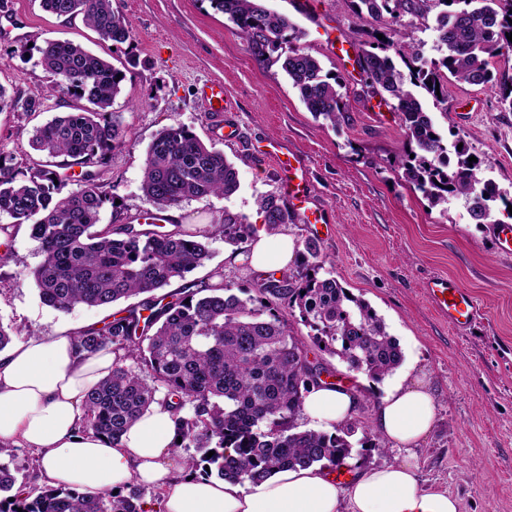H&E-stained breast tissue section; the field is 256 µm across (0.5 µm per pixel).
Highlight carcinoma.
Returning a JSON list of instances; mask_svg holds the SVG:
<instances>
[{
	"mask_svg": "<svg viewBox=\"0 0 512 512\" xmlns=\"http://www.w3.org/2000/svg\"><path fill=\"white\" fill-rule=\"evenodd\" d=\"M218 2L255 58L281 63L314 117L333 126L345 119L343 95L288 17L265 8L264 0ZM459 2L465 7L435 17L438 47L446 50L442 58L420 64L415 30L406 27L397 31L403 67L386 54L388 43L368 44L356 63L365 75L364 95L386 93L396 101L404 134L414 145V157L401 160L405 180L430 207L463 197L477 223L492 224L491 204L504 200L502 192L479 177L482 161L469 163L467 148L449 154L421 97L447 105L452 76L497 87L512 110V75L492 72L489 62L512 48L506 37L512 32V0H360L365 12L358 16L388 29L406 15L426 21L435 7ZM41 6L57 16H82L103 41L131 40L130 26L112 0H41ZM38 52L43 69L59 78L55 90L86 105L35 128L31 146L50 157L70 158L81 171L68 174L37 163L21 168L0 151V217L30 226L41 255L31 275L43 304L66 312L137 299L76 331L86 356L115 355L112 373L85 399L81 431L115 444L144 411L159 404L172 414L182 438L179 447L200 453L185 460L188 473L240 483L260 482L297 466L339 467L369 447H380L369 438L355 447L349 421L326 432L304 429L299 419L305 396L330 385L322 375H335L318 354L336 356L349 371L374 382L401 365L403 352L383 318L361 297L346 296L348 290L335 278L319 275L324 261L312 241L305 243L311 260L289 276L262 279L245 298L222 282L165 291L211 257L198 235L181 229L167 211L193 198H230L240 188L238 170L215 144L171 124L148 146L140 184L164 223L120 222L96 229L104 205L114 203L102 172L112 150L125 143L122 123L110 111L124 78L106 58L77 43L47 41ZM5 108L35 113L42 101L9 96L0 86V111ZM72 180L76 188L69 190ZM258 206L271 227L299 223L272 193L260 197ZM211 233L239 244L253 225L226 209L224 223L211 225ZM290 316L310 328L309 341L294 334ZM16 482L1 464L0 512H145L143 492L133 482L116 495L47 485L23 494L13 491Z\"/></svg>",
	"mask_w": 512,
	"mask_h": 512,
	"instance_id": "carcinoma-1",
	"label": "carcinoma"
}]
</instances>
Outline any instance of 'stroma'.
Returning <instances> with one entry per match:
<instances>
[{
  "instance_id": "1",
  "label": "stroma",
  "mask_w": 512,
  "mask_h": 512,
  "mask_svg": "<svg viewBox=\"0 0 512 512\" xmlns=\"http://www.w3.org/2000/svg\"><path fill=\"white\" fill-rule=\"evenodd\" d=\"M303 33L302 42L324 72L338 77L349 110L338 125L315 118L280 65L258 61L237 28L213 0H116L132 29L130 42L99 39L81 18L59 17L40 0H0V86L8 94L41 98V111L0 112V150L18 165L46 163L30 139L35 127L72 111L71 97L53 91L54 79L38 63L37 48L59 40L82 44L123 71L122 91L112 106L126 132L113 150L105 182L120 201L122 216L148 215L155 207L140 189L147 148L164 127L180 123L201 140L215 142L239 172L231 198L182 202L174 213L183 229L200 231L243 215L262 228L260 196L279 192L273 162L258 154L259 142L282 139L308 165L316 200L329 222L282 224L295 253L314 240L328 263L323 274L366 299L384 318L404 361L427 374L437 411L432 430L414 448L416 477L427 491H445L459 512H512V257L496 252V222L512 213L502 203L493 223L479 224L464 200L446 209L429 208L403 178L400 160L411 146L393 105L366 98L364 76L353 62V43L363 26L356 0H266ZM224 86V126L232 134L215 139L213 116L200 96L204 84ZM446 112L435 118L449 141L463 140L486 159L483 178L512 200V110L498 90L449 80ZM205 266L186 276L211 282L222 271L234 293L252 289L257 272L230 262L250 250L207 240ZM40 261L25 224L0 218V322L21 336H50L87 326L107 316L104 308L78 306L61 312L41 303L29 271ZM455 279L479 300L482 315L459 332L427 302L423 287L434 276Z\"/></svg>"
}]
</instances>
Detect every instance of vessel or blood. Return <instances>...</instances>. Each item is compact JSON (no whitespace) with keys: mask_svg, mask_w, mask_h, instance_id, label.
Here are the masks:
<instances>
[{"mask_svg":"<svg viewBox=\"0 0 512 512\" xmlns=\"http://www.w3.org/2000/svg\"><path fill=\"white\" fill-rule=\"evenodd\" d=\"M260 151L274 162L283 192L290 200L302 204L301 217L304 223H324L326 213L313 201V188L308 180L305 162L279 140L262 145ZM425 290L431 303L455 328L464 330L477 321L480 310L473 294L456 281L436 276L427 281Z\"/></svg>","mask_w":512,"mask_h":512,"instance_id":"vessel-or-blood-1","label":"vessel or blood"}]
</instances>
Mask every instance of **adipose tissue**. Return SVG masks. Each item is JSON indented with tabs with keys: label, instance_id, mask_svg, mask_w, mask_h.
<instances>
[{
	"label": "adipose tissue",
	"instance_id": "ef3b65f1",
	"mask_svg": "<svg viewBox=\"0 0 512 512\" xmlns=\"http://www.w3.org/2000/svg\"><path fill=\"white\" fill-rule=\"evenodd\" d=\"M294 257L292 237L259 232L251 265L257 270L286 267ZM114 356L86 357L74 331L31 336L0 350V445L22 442L42 452L49 484L88 495L124 490L132 480L159 486L158 512H458L447 494L422 490L415 478L410 447L431 430L436 403L426 375L389 390L381 400L374 428L402 450V461L382 468L351 471L347 484L335 473L313 468L280 470L262 482L189 478L170 456L177 432L170 412L153 406L123 434L119 445L83 434L79 423L87 393L112 371ZM357 400L351 393L321 388L309 393L303 412L329 430L351 419Z\"/></svg>",
	"mask_w": 512,
	"mask_h": 512
}]
</instances>
